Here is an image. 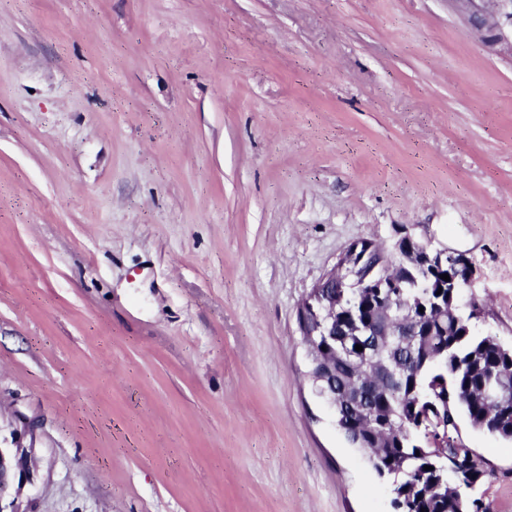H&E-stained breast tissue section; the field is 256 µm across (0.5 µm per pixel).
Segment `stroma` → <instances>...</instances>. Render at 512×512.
Instances as JSON below:
<instances>
[{
    "mask_svg": "<svg viewBox=\"0 0 512 512\" xmlns=\"http://www.w3.org/2000/svg\"><path fill=\"white\" fill-rule=\"evenodd\" d=\"M458 0H0L16 512H393L307 377L354 241L470 258L512 347V53ZM512 512V442L461 423Z\"/></svg>",
    "mask_w": 512,
    "mask_h": 512,
    "instance_id": "stroma-1",
    "label": "stroma"
}]
</instances>
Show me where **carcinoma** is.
Masks as SVG:
<instances>
[{"mask_svg":"<svg viewBox=\"0 0 512 512\" xmlns=\"http://www.w3.org/2000/svg\"><path fill=\"white\" fill-rule=\"evenodd\" d=\"M411 323L418 328L417 346H393L370 372L374 382L361 394L360 414L336 418L345 436L369 453L372 468L390 482L393 499L406 512H491L475 495L486 473L465 469L469 449L462 443L459 420L512 441V350L495 337L471 333L469 318L448 299V289L432 299L406 298ZM368 322L369 332L383 333L384 315L364 288H342L336 298V335L308 336L317 352L336 350L328 389L343 397L354 391L363 373L349 362V346L359 338L344 335L355 318ZM499 381L505 389L502 405L485 402L482 387Z\"/></svg>","mask_w":512,"mask_h":512,"instance_id":"cac0c4a2","label":"carcinoma"}]
</instances>
